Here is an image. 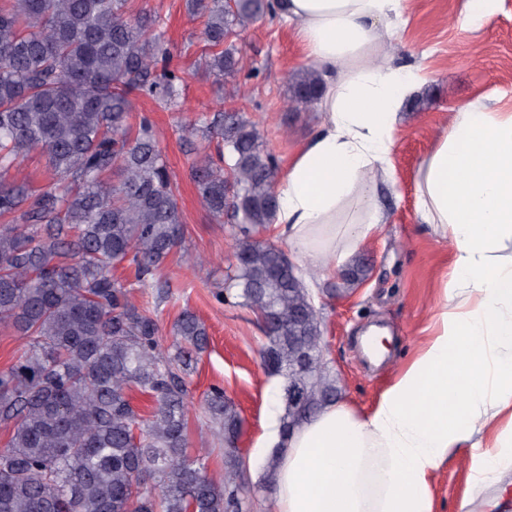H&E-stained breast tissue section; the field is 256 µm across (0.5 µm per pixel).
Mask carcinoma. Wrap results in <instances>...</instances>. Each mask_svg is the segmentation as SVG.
I'll return each mask as SVG.
<instances>
[{
    "mask_svg": "<svg viewBox=\"0 0 512 512\" xmlns=\"http://www.w3.org/2000/svg\"><path fill=\"white\" fill-rule=\"evenodd\" d=\"M205 17L197 66L216 77L242 69L241 31L270 12V0H192ZM158 16L131 0H0V327L26 338L0 372V422L13 423L0 448V512H248L254 487L236 464L224 481L186 452L185 372L208 331L183 311L173 355L159 348L156 319L131 288L169 296L158 271L182 239L177 185L153 123L130 122L137 93L170 112L182 107L184 77L170 68ZM313 70L293 80V102L316 93ZM215 142L191 167L203 206L226 220L235 263L230 298L255 311L268 343L267 370L283 378L281 434L301 420L288 385L308 386L309 405L336 400L327 365L318 377L294 370L296 336L319 337V311L278 246L256 234L271 223L276 163L234 105L185 126ZM40 151L50 171L39 192L12 177ZM128 264L135 283L113 270ZM302 322L288 328V313ZM155 398L141 415L133 388ZM207 412L234 453L241 418L221 388Z\"/></svg>",
    "mask_w": 512,
    "mask_h": 512,
    "instance_id": "cac0c4a2",
    "label": "carcinoma"
}]
</instances>
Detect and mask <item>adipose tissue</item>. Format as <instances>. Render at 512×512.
Masks as SVG:
<instances>
[{
    "label": "adipose tissue",
    "mask_w": 512,
    "mask_h": 512,
    "mask_svg": "<svg viewBox=\"0 0 512 512\" xmlns=\"http://www.w3.org/2000/svg\"><path fill=\"white\" fill-rule=\"evenodd\" d=\"M404 0H274L320 78L322 124L280 174L274 224L306 268L331 274L384 212L398 112L422 82L388 50ZM420 223L452 256L430 335L366 410L339 400L261 449L281 447L273 512H433L430 483L473 449L477 482L512 447V113L473 103L421 163ZM496 430L490 449L477 436Z\"/></svg>",
    "instance_id": "ef3b65f1"
}]
</instances>
